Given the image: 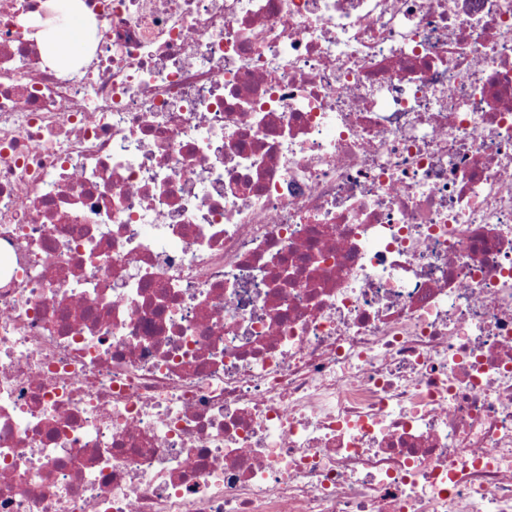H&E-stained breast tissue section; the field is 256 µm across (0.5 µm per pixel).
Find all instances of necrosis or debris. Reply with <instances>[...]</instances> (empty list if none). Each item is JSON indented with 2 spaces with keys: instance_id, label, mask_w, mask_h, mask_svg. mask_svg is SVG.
<instances>
[{
  "instance_id": "1",
  "label": "necrosis or debris",
  "mask_w": 512,
  "mask_h": 512,
  "mask_svg": "<svg viewBox=\"0 0 512 512\" xmlns=\"http://www.w3.org/2000/svg\"><path fill=\"white\" fill-rule=\"evenodd\" d=\"M0 0V512H512V0ZM76 15L74 18H69L62 25H57L56 28L40 33V39L44 55L51 63L66 57L69 53V38L72 34H76L80 27L81 21Z\"/></svg>"
}]
</instances>
